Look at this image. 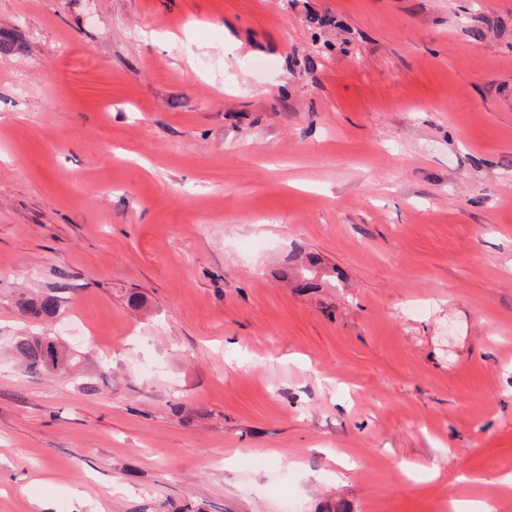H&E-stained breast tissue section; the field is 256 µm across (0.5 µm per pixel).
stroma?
<instances>
[{"instance_id": "35a3bbf8", "label": "stroma", "mask_w": 512, "mask_h": 512, "mask_svg": "<svg viewBox=\"0 0 512 512\" xmlns=\"http://www.w3.org/2000/svg\"><path fill=\"white\" fill-rule=\"evenodd\" d=\"M4 39L0 336L77 359L0 349V512H512V0H0ZM19 303L26 316L34 322L57 316L61 308V301L54 294H43L35 298L21 295ZM47 340H54L62 358L67 360L64 346L54 336H18L13 339L14 353L31 373L53 372L47 362L46 354L50 350Z\"/></svg>"}]
</instances>
